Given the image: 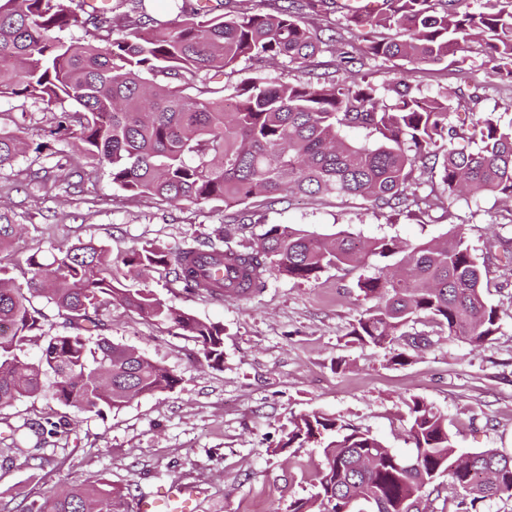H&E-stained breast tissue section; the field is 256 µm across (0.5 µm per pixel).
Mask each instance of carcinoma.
I'll return each instance as SVG.
<instances>
[{"label":"carcinoma","mask_w":512,"mask_h":512,"mask_svg":"<svg viewBox=\"0 0 512 512\" xmlns=\"http://www.w3.org/2000/svg\"><path fill=\"white\" fill-rule=\"evenodd\" d=\"M140 14L114 34V7L92 12L86 0H0V99L23 97L35 103L80 110L63 112L58 125L84 156L109 168L112 183L134 196L171 202H221L235 209L233 221L260 198L271 209L298 194L357 196L378 210L410 207L493 194L512 201V120L486 112L469 129L451 122L450 96L421 95L398 81L383 87L348 76L342 81L278 82L261 73L225 96L220 77L243 61L285 60L304 68L312 57L340 43V62L365 58L441 64L458 46L484 42V64L512 85V9L474 12L468 0H382L363 13L345 6L346 32L311 28L284 0L278 13L242 9L215 14L223 3L181 0L173 20ZM81 25L97 42L68 38ZM368 26L390 35L358 47L356 31ZM395 102H383L381 91ZM345 128H363L372 143H352ZM467 138L474 150L452 147ZM19 133L0 128V168L27 152ZM441 166H436L438 157ZM425 177L441 192L424 197L411 191ZM19 225L0 210V251L10 247ZM220 246L189 244L174 261L153 248L124 259L139 276L162 267L186 289L198 273L186 259ZM387 261L357 288L372 302L350 335L362 344L404 340L394 362L409 361L416 341L402 329L429 316L448 335L481 343L500 329L495 306L484 296L481 265L462 233L415 243L362 240L343 230L322 237L294 227H271L257 247L237 252L239 280L224 287L244 297L265 287L267 276L309 281L328 267ZM24 282L0 266V407L32 397L52 378V392L64 407L100 413L131 400L173 389L178 379L139 350L115 344L99 332L105 325L90 312L117 302L145 319L195 338L211 366L223 363L224 327L203 321L155 296L148 288H123L112 271L106 246L93 241L73 246L46 263L27 259ZM44 299L58 309L62 331L41 348L37 361L25 347L41 330L44 314L33 304ZM412 457L384 447L375 437L349 429L319 413L291 422L285 450L325 434L318 491L294 503L292 512H424L423 493L446 476L471 497L485 502L512 495V455L488 448L459 454L447 417L423 401L408 403ZM61 419L31 429L34 449L67 433ZM18 512H128L127 495L106 484L77 483L41 501L18 505Z\"/></svg>","instance_id":"1"}]
</instances>
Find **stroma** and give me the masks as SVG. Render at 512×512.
I'll return each instance as SVG.
<instances>
[{
    "label": "stroma",
    "mask_w": 512,
    "mask_h": 512,
    "mask_svg": "<svg viewBox=\"0 0 512 512\" xmlns=\"http://www.w3.org/2000/svg\"><path fill=\"white\" fill-rule=\"evenodd\" d=\"M462 59L473 66L480 95L474 117L502 111L512 101V87L483 66L475 42L431 67L367 59L346 72L337 54L324 52L305 69L244 62L227 82L237 85L258 71L283 82L341 80L351 72L377 85L401 79L435 96L458 86ZM22 114L31 149L0 169V207L15 212L22 231L0 253V265L19 278L31 255L49 262L79 242L103 243L124 286L151 289L177 309L222 324L224 361L209 366L194 338L121 305L100 309L112 342L138 348L173 370L178 385L100 414L69 413L48 390L0 408V491L11 488L40 499L73 483H105L128 493L133 505L139 496L181 482L197 490L199 512H291L296 500L315 493L323 462L315 442L277 453L294 418L323 413L408 455L407 405L414 398L447 416L459 452L512 453V266H502L492 248L494 239L512 238V204L487 194L393 216L360 198L294 195L263 210L262 221L234 224L219 202L174 204L130 196L113 184L106 166L90 163L71 138L58 133V107L0 100V127L14 129ZM42 142L48 150L35 152ZM275 225L408 242L464 233L485 260L484 294L500 312V329L473 345L421 318L406 332L423 343L400 365L393 360L397 343L363 345L350 335L369 306L356 283L372 275V264L330 267L304 282L273 274L266 288L241 298L184 291L161 270L133 277L123 264L145 246L175 258L185 245L214 239L219 231L225 247L243 251ZM65 415L69 433L50 439L40 460H32L31 427L49 426ZM468 505L465 492L445 477L424 496L425 512H512V495L473 511Z\"/></svg>",
    "instance_id": "stroma-1"
}]
</instances>
